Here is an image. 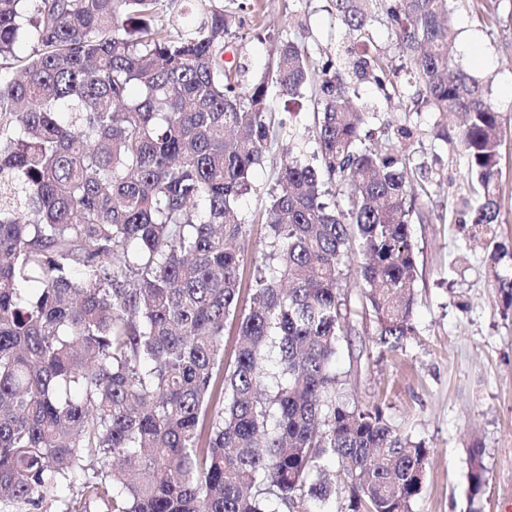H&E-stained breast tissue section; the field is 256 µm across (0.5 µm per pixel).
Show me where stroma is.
Listing matches in <instances>:
<instances>
[{
    "label": "stroma",
    "instance_id": "obj_1",
    "mask_svg": "<svg viewBox=\"0 0 512 512\" xmlns=\"http://www.w3.org/2000/svg\"><path fill=\"white\" fill-rule=\"evenodd\" d=\"M257 13L241 12L238 36L224 52L251 73L261 72L274 46L291 39L315 65L335 58L353 41L331 0H257ZM451 45L456 58L485 81L503 128L500 212L496 243L501 259L490 265L481 235L470 222L473 195L457 142L460 120L444 117L407 97L386 100L370 81H360L362 100L377 111L363 127L368 143L382 149L393 129L411 130L403 152L411 175L422 178L419 201L428 215L411 227L417 277L415 331L395 351L375 344L377 325L353 316L340 338L335 371L339 394L353 406L379 405L397 433L424 441L431 455L414 512H512V312L499 305L498 282L512 280V0H453ZM276 120L304 139L303 160L314 154L317 103L311 92L295 100L270 91ZM286 141L276 136L253 172L254 188L240 203L249 221L245 255L267 235L257 221L276 184ZM481 445L486 485L471 501L469 455Z\"/></svg>",
    "mask_w": 512,
    "mask_h": 512
}]
</instances>
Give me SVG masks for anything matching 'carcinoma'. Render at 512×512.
I'll use <instances>...</instances> for the list:
<instances>
[{"mask_svg":"<svg viewBox=\"0 0 512 512\" xmlns=\"http://www.w3.org/2000/svg\"><path fill=\"white\" fill-rule=\"evenodd\" d=\"M179 1L196 11L180 9L171 29L160 0H0V504L40 512L82 475V498L105 512H267L271 500H329L336 480L320 461L331 457L351 512H413L430 449L379 406L336 396L333 367L354 246L376 345L395 350L414 331L411 225L426 216L397 146L411 131L374 148L353 101L361 78L395 95L406 85L366 41L316 67L283 40L247 79L224 61L236 24L224 0ZM334 8L357 32L385 12L417 99L465 116L459 145L482 190L471 223L497 264L500 115L448 53V0ZM311 84L321 167L298 159L288 130L238 317L240 202L284 126L268 92L294 99ZM327 180L341 203L326 200ZM29 281L41 283L32 298ZM483 453L469 449L473 499Z\"/></svg>","mask_w":512,"mask_h":512,"instance_id":"obj_1","label":"carcinoma"}]
</instances>
